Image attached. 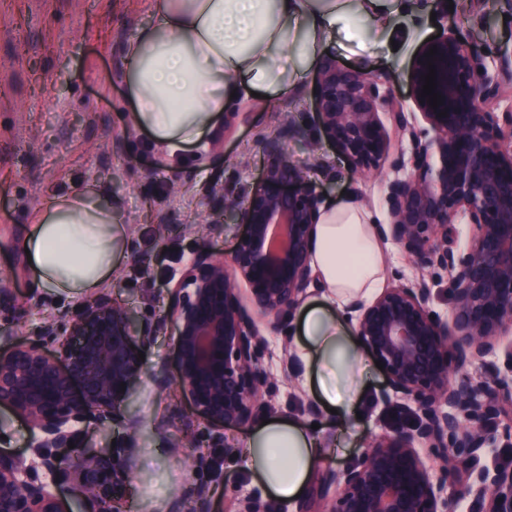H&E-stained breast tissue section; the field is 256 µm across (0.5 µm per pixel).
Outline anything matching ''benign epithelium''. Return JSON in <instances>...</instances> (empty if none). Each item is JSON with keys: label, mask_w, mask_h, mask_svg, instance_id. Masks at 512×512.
<instances>
[{"label": "benign epithelium", "mask_w": 512, "mask_h": 512, "mask_svg": "<svg viewBox=\"0 0 512 512\" xmlns=\"http://www.w3.org/2000/svg\"><path fill=\"white\" fill-rule=\"evenodd\" d=\"M437 53L425 56L429 48ZM442 105L420 96L428 64ZM405 110L371 69L344 68L330 57L318 66L315 111L322 136L357 173L381 169L391 141L407 142L409 162L386 183V219L376 236L396 245L418 270L414 283L396 276L373 300L347 314L385 385L375 403L391 424L340 474L315 493L331 497L327 512H512V465L486 462L491 448L512 447V47L485 52L452 27L414 54ZM268 164L242 195L224 201V223L242 227L229 263L207 250L193 254L170 292L175 367L153 373L175 382L194 409L214 424L241 428L257 415L271 386L256 320L280 329L306 290L321 280L311 263L325 210L321 192L267 141ZM469 224L465 244L458 219ZM449 279L450 311L434 310L433 285ZM153 326L102 293L72 309L58 355L30 338L0 352V405L37 430L30 462L0 453V512H66L61 493L35 471L70 449L68 474L88 500L114 512L129 474L120 448L92 450L86 433L114 418L146 374L140 345ZM490 361L476 379L467 368ZM74 448H69V444Z\"/></svg>", "instance_id": "7a95c632"}]
</instances>
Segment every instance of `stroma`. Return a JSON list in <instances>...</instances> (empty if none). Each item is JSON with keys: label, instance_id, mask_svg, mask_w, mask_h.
<instances>
[{"label": "stroma", "instance_id": "obj_1", "mask_svg": "<svg viewBox=\"0 0 512 512\" xmlns=\"http://www.w3.org/2000/svg\"><path fill=\"white\" fill-rule=\"evenodd\" d=\"M468 2L430 0L428 11L397 16L393 31L361 21L357 40L325 54L341 66H369L407 96L412 58L442 26L454 27L489 53L512 43V17L504 16L497 0H484L487 25L468 10ZM150 19V0H0V276H8L13 294L0 303L2 352L61 323L83 301L39 287L22 250L47 190L64 194L98 183L120 200L124 253L105 289L155 324L144 352L151 369L174 367V326L159 319L187 260L201 249L230 259L240 229L222 223L224 200L261 177L267 140L282 137L285 154L328 202L352 195L371 222L385 217L384 185L396 172L387 164L381 172L357 174L323 140L314 109L316 66H309L293 91L247 100L196 147L170 154L126 125L124 52ZM258 328L267 338L262 364L273 384L262 397L258 420L289 416L316 425L317 436L331 448L310 475L309 493L388 427V414L374 401L382 375L370 367L367 391L356 405L359 426L343 433L305 385V368L295 353L297 319L284 321L276 332L263 321ZM249 434L196 415L176 385L144 379L128 406L90 429L88 440L97 449H126V512H243L250 500L262 512H302L310 504L308 493L278 500L237 459ZM31 438L29 420L1 406L0 451L25 457Z\"/></svg>", "mask_w": 512, "mask_h": 512}]
</instances>
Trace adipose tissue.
I'll return each mask as SVG.
<instances>
[{
  "instance_id": "1",
  "label": "adipose tissue",
  "mask_w": 512,
  "mask_h": 512,
  "mask_svg": "<svg viewBox=\"0 0 512 512\" xmlns=\"http://www.w3.org/2000/svg\"><path fill=\"white\" fill-rule=\"evenodd\" d=\"M408 0H151L152 20L124 60L125 121L173 152L200 145L252 93L275 96L331 44L357 39L355 15L392 27ZM126 228L118 200L89 185L49 198L24 240L37 282L90 295L120 265ZM312 264L325 284L300 321L297 354L315 396L347 429L367 387L365 359L345 319L376 292L383 255L362 206L345 199L318 224ZM239 456L274 497L297 498L321 456L316 434L293 418L257 425Z\"/></svg>"
}]
</instances>
